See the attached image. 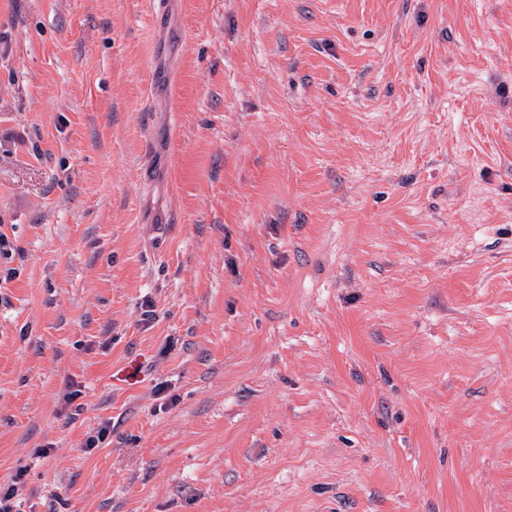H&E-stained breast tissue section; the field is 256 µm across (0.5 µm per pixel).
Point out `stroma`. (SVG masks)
<instances>
[{
  "mask_svg": "<svg viewBox=\"0 0 512 512\" xmlns=\"http://www.w3.org/2000/svg\"><path fill=\"white\" fill-rule=\"evenodd\" d=\"M166 3L0 0V486L512 512V0Z\"/></svg>",
  "mask_w": 512,
  "mask_h": 512,
  "instance_id": "35a3bbf8",
  "label": "stroma"
}]
</instances>
